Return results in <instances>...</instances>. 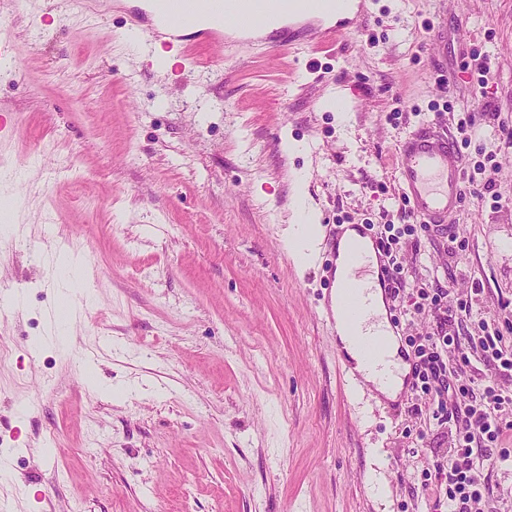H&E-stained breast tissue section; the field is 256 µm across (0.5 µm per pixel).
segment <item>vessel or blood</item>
<instances>
[{
  "label": "vessel or blood",
  "instance_id": "b4317fda",
  "mask_svg": "<svg viewBox=\"0 0 512 512\" xmlns=\"http://www.w3.org/2000/svg\"><path fill=\"white\" fill-rule=\"evenodd\" d=\"M147 11L131 13V22L146 26L183 60L206 52L224 59L231 46L225 37L227 17H235L241 42L260 41L273 52L304 48L313 52L335 46L367 20L363 9L324 24L326 13L349 7L353 0H148ZM397 178L410 210L421 224H450L463 200L462 156L446 128L422 123L398 146ZM354 275L343 302L345 315L356 322L369 315L363 301L368 272L361 252L352 255Z\"/></svg>",
  "mask_w": 512,
  "mask_h": 512
}]
</instances>
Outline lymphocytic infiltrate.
I'll list each match as a JSON object with an SVG mask.
<instances>
[{
  "label": "lymphocytic infiltrate",
  "mask_w": 512,
  "mask_h": 512,
  "mask_svg": "<svg viewBox=\"0 0 512 512\" xmlns=\"http://www.w3.org/2000/svg\"><path fill=\"white\" fill-rule=\"evenodd\" d=\"M414 224L385 225L378 241L392 272L391 298L395 308L409 318L430 314L433 332L405 337L412 355V391L428 397L426 417L430 427L449 430L452 444L441 454H433L421 483L423 494L447 512H473L489 498L490 487L485 467L490 461L512 460V450L501 447L500 440L512 430V352L504 348L501 327L512 328V312L498 315L497 329L488 321L481 328L488 334L483 342V361L496 371L489 379L480 373L460 379L459 369L470 358L458 333L462 315L471 313L475 294L459 297L453 287L438 277L421 279L409 286L398 260L402 246L417 243Z\"/></svg>",
  "instance_id": "1"
}]
</instances>
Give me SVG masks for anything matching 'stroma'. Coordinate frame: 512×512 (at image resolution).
Masks as SVG:
<instances>
[{
	"label": "stroma",
	"mask_w": 512,
	"mask_h": 512,
	"mask_svg": "<svg viewBox=\"0 0 512 512\" xmlns=\"http://www.w3.org/2000/svg\"><path fill=\"white\" fill-rule=\"evenodd\" d=\"M0 0V449L11 512H434L421 416L392 411L339 374L321 257L337 221L401 224L395 155L434 120L462 147L464 203L420 230L408 281L434 272L464 317L512 310V0H371L336 53L244 50L235 63H148L131 35L139 0L89 17L69 0ZM442 40L427 44L432 21ZM494 73L479 87L475 61ZM350 101L338 116L330 96ZM305 147L283 152V138ZM320 255L283 247L297 172ZM495 197L477 200L485 182ZM467 248L453 251L452 238ZM80 256L91 299L44 343L60 304L47 240ZM33 397L36 413L15 402ZM385 487L376 496L373 482Z\"/></svg>",
	"instance_id": "35a3bbf8"
}]
</instances>
